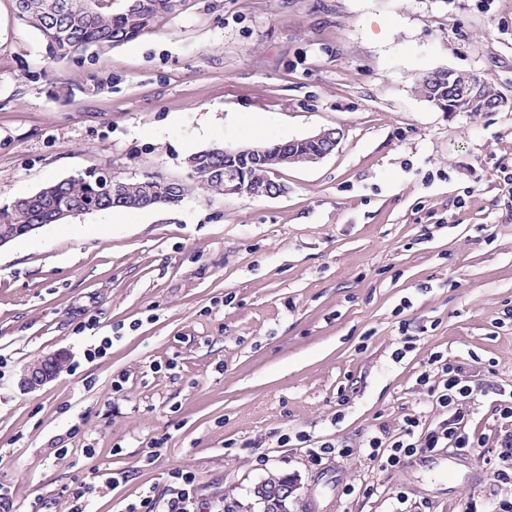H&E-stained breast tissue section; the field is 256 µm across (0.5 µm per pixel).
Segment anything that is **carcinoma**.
<instances>
[{
	"instance_id": "1",
	"label": "carcinoma",
	"mask_w": 512,
	"mask_h": 512,
	"mask_svg": "<svg viewBox=\"0 0 512 512\" xmlns=\"http://www.w3.org/2000/svg\"><path fill=\"white\" fill-rule=\"evenodd\" d=\"M179 0H125L120 9L113 0H14L15 14L25 26L45 40L49 58L62 60L90 49L101 51L131 41L151 27L162 14L176 11ZM418 96L443 112H484L501 95L490 82H484L482 103H472L448 89V70L419 75L414 83ZM317 140H297L271 145H256L267 164L254 155L235 157L241 183L271 184L275 171L288 166V157L311 158L323 151ZM190 175L186 185L146 175L130 179L131 188L115 195L103 182V170H90L77 176L51 181L38 192L18 197L0 209V237L12 240L25 235L30 224H52L65 212L129 210L178 205L192 190L208 195H226L224 148L213 147L191 155L187 160Z\"/></svg>"
}]
</instances>
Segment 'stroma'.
<instances>
[{"label":"stroma","mask_w":512,"mask_h":512,"mask_svg":"<svg viewBox=\"0 0 512 512\" xmlns=\"http://www.w3.org/2000/svg\"><path fill=\"white\" fill-rule=\"evenodd\" d=\"M436 69L507 104L443 112L413 88ZM342 137L279 171L273 197L186 194L93 211L0 248V492L71 512L168 497L262 512H464L512 502L495 482L512 421V0H181L140 37L51 60L0 0V206L52 180L190 183L189 155ZM106 353L91 357L102 339ZM61 352L33 391L23 369ZM472 390L481 448L380 470L363 445L406 416L446 419L418 377L431 356ZM350 448L313 464L283 435ZM94 456H86V449ZM126 473L112 487L108 473ZM286 480H288L287 477H270L265 479L262 484L257 487L258 497L260 499L261 497H265V494L261 495V491H268L269 488L279 485ZM267 494L266 506L270 508V512H288V500L294 497L295 487L291 484L269 490Z\"/></svg>","instance_id":"obj_1"}]
</instances>
